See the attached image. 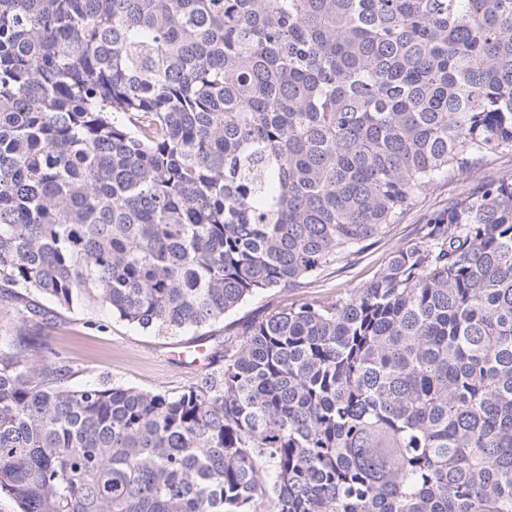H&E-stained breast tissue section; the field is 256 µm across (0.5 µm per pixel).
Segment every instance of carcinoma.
<instances>
[{"label": "carcinoma", "mask_w": 512, "mask_h": 512, "mask_svg": "<svg viewBox=\"0 0 512 512\" xmlns=\"http://www.w3.org/2000/svg\"><path fill=\"white\" fill-rule=\"evenodd\" d=\"M512 153V0H0V288L145 331L351 263ZM0 345L20 512H512V180L178 393Z\"/></svg>", "instance_id": "cac0c4a2"}]
</instances>
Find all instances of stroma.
<instances>
[{
	"label": "stroma",
	"instance_id": "1",
	"mask_svg": "<svg viewBox=\"0 0 512 512\" xmlns=\"http://www.w3.org/2000/svg\"><path fill=\"white\" fill-rule=\"evenodd\" d=\"M483 178H512V154L504 153L470 174H452L421 199L392 231L358 255L350 266H332L307 287L259 295L213 326L182 334L148 332L96 311L50 306L46 317H25L20 304L0 296V336L22 338L41 351L40 363L65 370L66 385L125 386L177 392L207 370L224 366V341L273 308L324 298L373 279L388 263L395 244L414 236L427 215L469 192Z\"/></svg>",
	"mask_w": 512,
	"mask_h": 512
}]
</instances>
